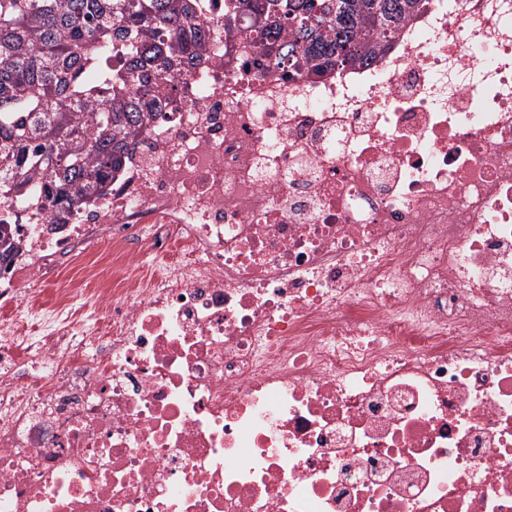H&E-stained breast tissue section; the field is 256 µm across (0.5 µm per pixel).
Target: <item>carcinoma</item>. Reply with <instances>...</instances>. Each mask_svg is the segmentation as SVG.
<instances>
[{"label":"carcinoma","instance_id":"obj_1","mask_svg":"<svg viewBox=\"0 0 512 512\" xmlns=\"http://www.w3.org/2000/svg\"><path fill=\"white\" fill-rule=\"evenodd\" d=\"M426 0H224L215 23L247 68L290 80L371 62ZM197 0H0V205L68 223L177 101L200 58ZM0 221V273L18 251Z\"/></svg>","mask_w":512,"mask_h":512}]
</instances>
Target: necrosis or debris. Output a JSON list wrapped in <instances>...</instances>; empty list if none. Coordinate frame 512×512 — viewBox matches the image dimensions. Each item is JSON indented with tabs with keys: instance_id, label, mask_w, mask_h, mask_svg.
Here are the masks:
<instances>
[{
	"instance_id": "obj_1",
	"label": "necrosis or debris",
	"mask_w": 512,
	"mask_h": 512,
	"mask_svg": "<svg viewBox=\"0 0 512 512\" xmlns=\"http://www.w3.org/2000/svg\"><path fill=\"white\" fill-rule=\"evenodd\" d=\"M205 55L69 224L0 208V512H512V0ZM15 227L16 224H7L0 220V274L10 268L18 251V245L14 241Z\"/></svg>"
}]
</instances>
